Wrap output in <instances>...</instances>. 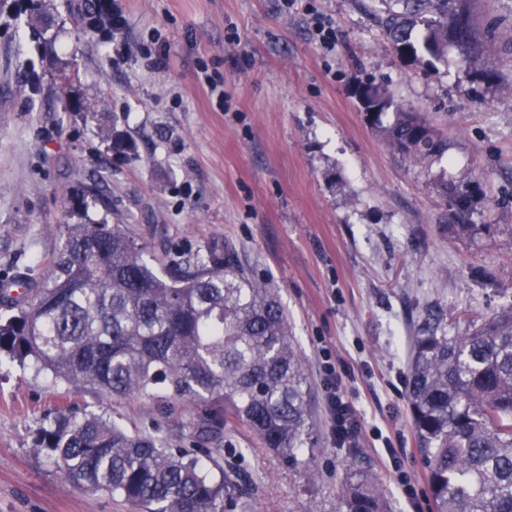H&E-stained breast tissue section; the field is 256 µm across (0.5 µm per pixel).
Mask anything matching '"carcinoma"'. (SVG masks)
<instances>
[{
  "instance_id": "obj_1",
  "label": "carcinoma",
  "mask_w": 512,
  "mask_h": 512,
  "mask_svg": "<svg viewBox=\"0 0 512 512\" xmlns=\"http://www.w3.org/2000/svg\"><path fill=\"white\" fill-rule=\"evenodd\" d=\"M401 59L451 65L492 85L497 69L472 0H369ZM359 101L387 143L429 167L447 139L367 83ZM392 114L383 123L382 116ZM467 202L448 231L465 237ZM59 247L38 279L0 281V354L33 361L54 378L116 399L138 397L160 413L182 406L178 425L193 447L169 448L155 432L129 433L104 413L56 411L35 448L60 474L119 495L142 512H224L234 484L203 459L230 422L250 428L286 463L313 447L311 383L273 290L207 246L163 275L124 224L78 214L59 224ZM435 512H512V307L461 334L427 317L415 337L407 391ZM340 512H385L365 472L348 477Z\"/></svg>"
}]
</instances>
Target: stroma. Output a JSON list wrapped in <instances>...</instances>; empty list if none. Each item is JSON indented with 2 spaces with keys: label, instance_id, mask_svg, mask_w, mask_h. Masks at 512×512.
I'll return each mask as SVG.
<instances>
[{
  "label": "stroma",
  "instance_id": "1",
  "mask_svg": "<svg viewBox=\"0 0 512 512\" xmlns=\"http://www.w3.org/2000/svg\"><path fill=\"white\" fill-rule=\"evenodd\" d=\"M366 2L117 0L127 23L116 33L89 28L85 0H51L46 32L14 18L31 0H0V280L44 272L75 189L98 179L158 270L216 244L288 312L315 447L291 466L228 424L208 467L237 486L230 512H339L356 470L376 478L387 512H434L406 400L412 338L431 313L453 334L512 306V52L496 44L490 88L403 63ZM367 82L442 132L447 153L424 168L392 150L355 95ZM444 180L468 199L473 237L449 235L457 205ZM327 365L361 427L343 442L330 431ZM66 407L189 445L176 414L0 364V512H137L37 453L43 416Z\"/></svg>",
  "mask_w": 512,
  "mask_h": 512
}]
</instances>
